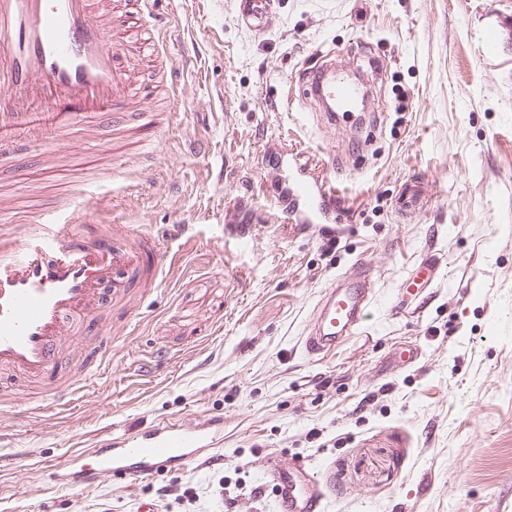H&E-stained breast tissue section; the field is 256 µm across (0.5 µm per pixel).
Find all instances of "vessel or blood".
<instances>
[{"label":"vessel or blood","instance_id":"b4317fda","mask_svg":"<svg viewBox=\"0 0 512 512\" xmlns=\"http://www.w3.org/2000/svg\"><path fill=\"white\" fill-rule=\"evenodd\" d=\"M154 0H132L117 9L109 0H0V160H17L20 146L44 149L53 163L62 142L93 141L101 119L112 122L113 146L97 144L81 154L78 166L96 168L112 156V177L146 178L148 160L159 143L151 130L164 118L151 93L136 96L135 72L123 48L126 33H143L142 50L160 56V28L149 27ZM242 23L264 29L269 0H238ZM307 86L329 123L346 121L361 87L327 64L307 76ZM292 159L299 176L280 198L283 212L310 224L336 206V189L303 161ZM88 184L56 197L34 223L15 224L12 207L0 202V370L42 385L54 407L83 394L87 379L109 361L112 344L99 337L83 365L64 370L70 344L86 325L101 321L107 308L140 322L141 299L172 279L181 239L188 225H177L172 239L136 231L128 224H95ZM374 288L367 274L340 279L319 300L304 335L308 355L321 356L364 329ZM212 423L186 428H152L123 438L100 452L97 466L83 469L80 481L112 472L136 482L166 465L199 459L212 448ZM295 467L268 463L267 481L282 512H321L324 492L314 476L297 482Z\"/></svg>","mask_w":512,"mask_h":512}]
</instances>
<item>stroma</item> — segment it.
<instances>
[{
	"instance_id": "1",
	"label": "stroma",
	"mask_w": 512,
	"mask_h": 512,
	"mask_svg": "<svg viewBox=\"0 0 512 512\" xmlns=\"http://www.w3.org/2000/svg\"><path fill=\"white\" fill-rule=\"evenodd\" d=\"M169 29L162 66L183 94L166 111L148 184L97 192L99 224L197 235L144 321L113 311V362L64 410L28 414L23 377L0 414V512H280L268 455L303 461L323 512H512V0H271L257 32L236 0H155ZM493 47H486L487 35ZM353 67L371 96L362 124L330 125L305 98L320 58ZM336 187L326 224H289L276 197L291 149ZM27 179L0 166L19 219L81 179L46 178L27 146ZM420 183V203L403 209ZM437 264L410 312L402 281ZM366 268L371 320L311 357L302 336L326 288ZM416 353L405 365L398 349ZM222 420L218 461L174 466L128 486H77L54 464L155 426Z\"/></svg>"
}]
</instances>
